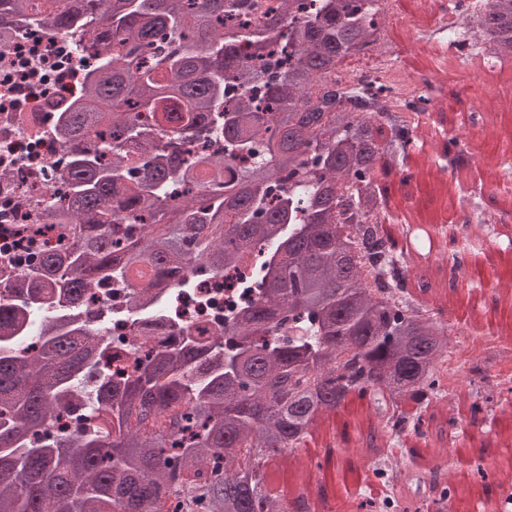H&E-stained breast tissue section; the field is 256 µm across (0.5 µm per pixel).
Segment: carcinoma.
I'll list each match as a JSON object with an SVG mask.
<instances>
[{
	"label": "carcinoma",
	"instance_id": "obj_1",
	"mask_svg": "<svg viewBox=\"0 0 512 512\" xmlns=\"http://www.w3.org/2000/svg\"><path fill=\"white\" fill-rule=\"evenodd\" d=\"M0 0L68 37L86 67L84 102L58 113L66 150L56 209L39 224L59 245L0 284V512H316L271 486L275 466L350 394L370 397L385 444L420 433L442 400L449 329L409 290L399 251L411 223L386 179L438 143L390 98L336 79L353 51L378 45L376 0H276L227 27L244 0ZM458 50L512 57V0H486L454 31ZM256 157L236 169L233 159ZM470 195L483 179L452 170ZM464 241L483 254L484 222ZM264 255L258 303L224 325L218 349L181 330L119 379L90 320L57 321L112 280L214 269ZM40 346L22 352L25 323ZM80 425L53 435L65 415ZM247 446L252 466L235 464Z\"/></svg>",
	"mask_w": 512,
	"mask_h": 512
}]
</instances>
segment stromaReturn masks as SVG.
I'll return each instance as SVG.
<instances>
[{
  "label": "stroma",
  "mask_w": 512,
  "mask_h": 512,
  "mask_svg": "<svg viewBox=\"0 0 512 512\" xmlns=\"http://www.w3.org/2000/svg\"><path fill=\"white\" fill-rule=\"evenodd\" d=\"M439 0H399V6L384 21L385 59L400 64L409 77L412 91L450 103L454 113L471 111L473 105L488 100L491 82L471 71L454 69L439 72L430 53L421 51L420 39L435 29V13ZM451 174L442 179L423 174L421 164L411 165L408 174L390 177L392 201L401 209L412 211L417 222L432 223L446 197H453L454 209L461 219H472L480 210L498 212L501 222L512 225V211L501 212L496 204L495 183L491 173H484L486 191L480 202L458 197ZM433 280L446 285L447 295L436 298L434 312L439 324L459 328L469 327L475 333L490 335L481 363L484 376L475 380L471 403L481 405L479 414H472L470 405L458 404L453 410L434 408L435 422L448 430V439L437 442L434 432L404 436L405 447L421 452L415 468L426 473L440 466L468 470L465 478L446 484L444 491L424 492L420 498L421 512H438L441 503L462 512L471 497L483 493L492 499L512 494V460L508 459L503 443L512 436V389L504 379L512 374V335H497L501 311L496 308L500 261L484 263L482 276L485 305L473 312L467 297L466 277L450 282L447 271L434 269ZM382 427L374 414L370 399L347 400L345 408L330 415L314 440L298 448L297 454L314 473L310 492L318 500V512H342L344 503H351L354 512H379L373 498L360 486L376 479V464L384 457ZM333 454H326V447Z\"/></svg>",
  "instance_id": "obj_1"
}]
</instances>
